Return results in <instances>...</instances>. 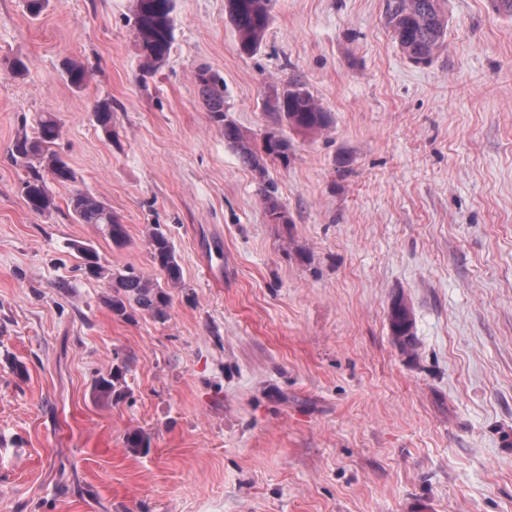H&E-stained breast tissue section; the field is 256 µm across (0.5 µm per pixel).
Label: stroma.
<instances>
[{
	"label": "stroma",
	"mask_w": 512,
	"mask_h": 512,
	"mask_svg": "<svg viewBox=\"0 0 512 512\" xmlns=\"http://www.w3.org/2000/svg\"><path fill=\"white\" fill-rule=\"evenodd\" d=\"M446 10L443 48L416 64L385 0H275L253 55L225 0H176L146 74L131 0L36 18L0 0V512H512V16ZM201 68L253 144L291 82L332 124L284 129L288 162L258 174L212 121ZM106 99L112 140L93 119ZM41 112L125 245L76 223L65 187L51 215L28 208L9 153ZM156 226L181 269L167 318L117 315L73 246L163 283ZM398 297L409 349L389 329ZM117 365L118 402L94 389Z\"/></svg>",
	"instance_id": "stroma-1"
}]
</instances>
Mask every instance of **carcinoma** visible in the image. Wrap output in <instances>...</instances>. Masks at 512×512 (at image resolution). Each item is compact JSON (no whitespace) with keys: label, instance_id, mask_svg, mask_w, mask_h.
<instances>
[{"label":"carcinoma","instance_id":"cac0c4a2","mask_svg":"<svg viewBox=\"0 0 512 512\" xmlns=\"http://www.w3.org/2000/svg\"><path fill=\"white\" fill-rule=\"evenodd\" d=\"M386 18L401 50L415 63L430 61L445 42L448 19L444 0H385ZM274 0H226L228 19L238 36V46L244 54H254L262 46L266 30L272 17ZM176 0H132L131 20L135 41L139 49L141 71L152 73L166 62L175 39L174 12ZM196 80L206 102L212 120L224 127V141L237 153L243 166L265 173V158L273 157L288 161L290 141L276 134L264 135L262 148L258 149L246 140L238 127L227 121L224 97L218 92L219 78L209 70L197 71ZM272 111L276 122H286L293 131L313 134L325 129L329 115L314 100L301 84L290 85L274 94L264 103ZM93 118L107 137L113 136L112 105L99 102ZM61 136V125L56 116L45 112L39 116L37 134L16 140L11 150V159L25 165L27 174L22 181V193L28 208L40 215L51 213L55 208L49 182L68 189L67 207L71 217L79 224H100L115 245L126 242L125 226L112 210L100 199L76 185V177L68 163L55 149ZM266 214L276 224L289 223L288 212L275 194L266 190L263 194ZM153 262L167 275V283L176 286L180 280V266L175 249L167 235L153 228L149 235ZM73 249L80 254V269L84 275L105 280L112 288V310L119 315L127 314V305L163 320L167 315L169 296L165 286L158 281L127 268L118 273L103 266L96 250L89 244H75ZM390 329L399 344L412 346V317L407 305L396 300L389 314ZM124 367L116 366L108 375L95 381V389L105 397L117 400L125 393L120 389Z\"/></svg>","mask_w":512,"mask_h":512}]
</instances>
